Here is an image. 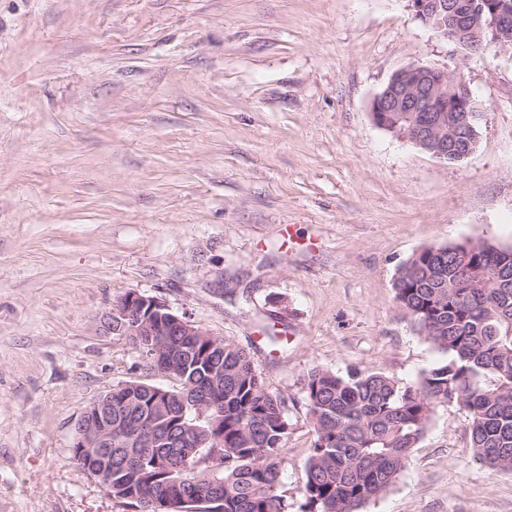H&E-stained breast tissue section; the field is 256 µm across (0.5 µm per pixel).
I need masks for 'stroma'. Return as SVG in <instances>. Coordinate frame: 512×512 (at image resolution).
Returning <instances> with one entry per match:
<instances>
[{
    "mask_svg": "<svg viewBox=\"0 0 512 512\" xmlns=\"http://www.w3.org/2000/svg\"><path fill=\"white\" fill-rule=\"evenodd\" d=\"M411 63L468 82L463 162L373 123ZM467 242L512 248V51L449 56L408 0H0V512H128L71 445L117 385H178L98 329L134 290L248 350L286 398L299 512L304 377L419 382L445 356L395 278ZM468 424L439 407L361 512H512V472L474 460Z\"/></svg>",
    "mask_w": 512,
    "mask_h": 512,
    "instance_id": "stroma-1",
    "label": "stroma"
}]
</instances>
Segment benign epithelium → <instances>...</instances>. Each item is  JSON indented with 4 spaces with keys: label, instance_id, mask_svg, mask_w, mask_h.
Returning a JSON list of instances; mask_svg holds the SVG:
<instances>
[{
    "label": "benign epithelium",
    "instance_id": "7a95c632",
    "mask_svg": "<svg viewBox=\"0 0 512 512\" xmlns=\"http://www.w3.org/2000/svg\"><path fill=\"white\" fill-rule=\"evenodd\" d=\"M415 17L448 42L449 55L459 45L483 41L492 34L497 49L512 50V4L502 2L483 12L462 11L454 0H409ZM372 121L381 129H402L401 138L441 162L468 158L477 142L473 122L478 118L469 84L456 69L412 63L397 70L369 103ZM405 126H400V123ZM123 321L113 331L119 336H164L168 325L178 326L187 336H207L185 315L174 312L155 296L139 291L124 295L122 305L104 316ZM106 331V334L113 333ZM112 393L92 401L83 412L72 450L85 468L101 478L112 448Z\"/></svg>",
    "mask_w": 512,
    "mask_h": 512
}]
</instances>
